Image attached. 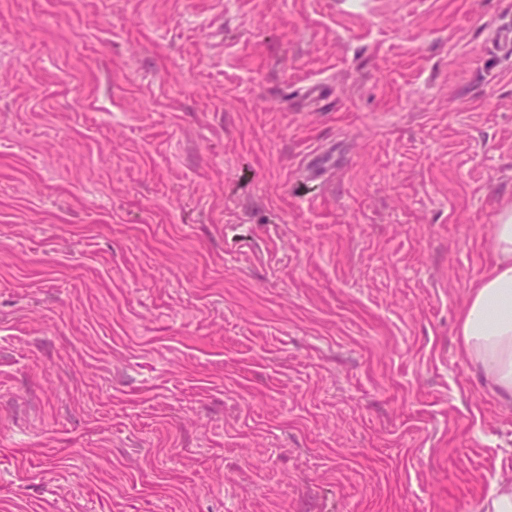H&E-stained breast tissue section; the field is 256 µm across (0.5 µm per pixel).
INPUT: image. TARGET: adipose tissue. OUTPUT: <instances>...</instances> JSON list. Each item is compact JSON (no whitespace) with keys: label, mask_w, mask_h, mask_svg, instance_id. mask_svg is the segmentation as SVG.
<instances>
[{"label":"adipose tissue","mask_w":512,"mask_h":512,"mask_svg":"<svg viewBox=\"0 0 512 512\" xmlns=\"http://www.w3.org/2000/svg\"><path fill=\"white\" fill-rule=\"evenodd\" d=\"M493 263L471 289L456 336L487 389L512 407V206L490 237Z\"/></svg>","instance_id":"1"}]
</instances>
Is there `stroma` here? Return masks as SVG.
<instances>
[{"label": "stroma", "mask_w": 512, "mask_h": 512, "mask_svg": "<svg viewBox=\"0 0 512 512\" xmlns=\"http://www.w3.org/2000/svg\"><path fill=\"white\" fill-rule=\"evenodd\" d=\"M511 25L0 0V512H471L512 483V407L456 336L512 203Z\"/></svg>", "instance_id": "obj_1"}]
</instances>
